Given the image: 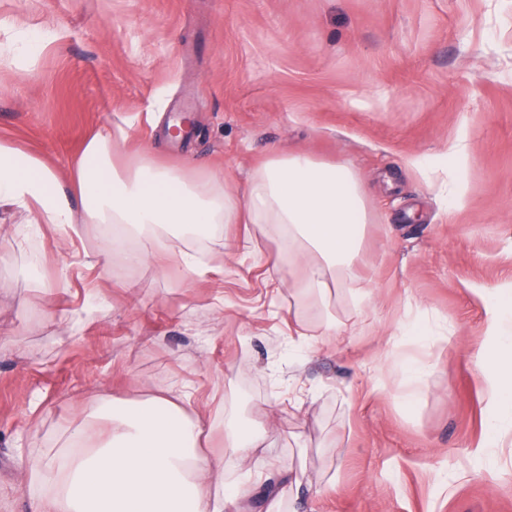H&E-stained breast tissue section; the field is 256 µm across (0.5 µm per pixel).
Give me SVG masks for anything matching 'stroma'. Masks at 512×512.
<instances>
[{
	"label": "stroma",
	"mask_w": 512,
	"mask_h": 512,
	"mask_svg": "<svg viewBox=\"0 0 512 512\" xmlns=\"http://www.w3.org/2000/svg\"><path fill=\"white\" fill-rule=\"evenodd\" d=\"M21 26L52 39L0 60V137L63 169L131 117L128 151L223 170L239 193L274 152L348 164L370 199V298L334 295L343 334L299 366L288 325L318 333L320 314L267 288L253 256L275 243L258 228L227 225L188 287L174 262L100 254L92 224H47L11 249L25 216L1 210L0 512H35L27 468L64 450L74 419L175 383L220 407L214 448L226 413L266 429L268 454L304 473L298 512H512V463L491 469L478 450L476 360L494 342L487 291L512 286V0H0V46ZM409 319L430 335H399ZM421 341L432 366L408 400L390 371Z\"/></svg>",
	"instance_id": "35a3bbf8"
}]
</instances>
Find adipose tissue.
<instances>
[{"label": "adipose tissue", "instance_id": "adipose-tissue-1", "mask_svg": "<svg viewBox=\"0 0 512 512\" xmlns=\"http://www.w3.org/2000/svg\"><path fill=\"white\" fill-rule=\"evenodd\" d=\"M125 127L89 135L66 171L44 155L0 139V209L26 214L12 241L26 248L52 224L102 229L103 252H121L140 266L178 261L186 282L207 272L199 248L224 241L228 224H255L276 243L265 256L268 284H289L293 295L323 311L322 333L334 335L327 317L333 287L357 283L358 257L369 221L366 190L343 163L303 152L272 154L252 174L244 195L224 185L220 169L171 165L149 147L127 153ZM495 343L478 355L487 373L490 462L512 447V289L488 295ZM212 427L192 405L188 385L142 403H116L98 434L73 428L68 451L31 465L27 487L40 512H235L264 473L280 471L289 494L301 482L279 470L263 448L261 431L227 419L226 453L210 448Z\"/></svg>", "mask_w": 512, "mask_h": 512}]
</instances>
